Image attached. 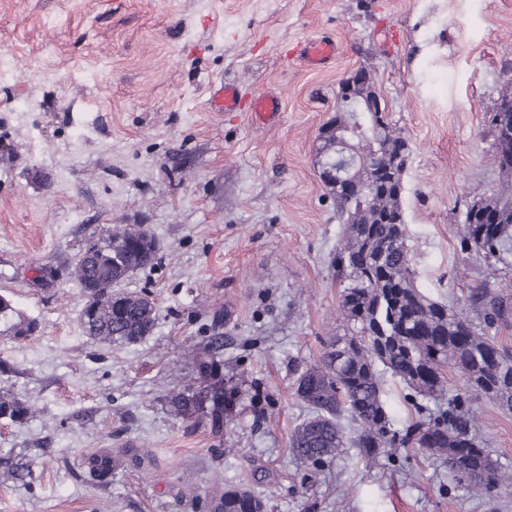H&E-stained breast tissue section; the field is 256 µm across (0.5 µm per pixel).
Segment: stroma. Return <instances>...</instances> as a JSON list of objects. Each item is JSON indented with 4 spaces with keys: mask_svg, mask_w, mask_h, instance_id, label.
Instances as JSON below:
<instances>
[{
    "mask_svg": "<svg viewBox=\"0 0 512 512\" xmlns=\"http://www.w3.org/2000/svg\"><path fill=\"white\" fill-rule=\"evenodd\" d=\"M329 38L309 70L289 52ZM369 71L411 159L403 208L419 288L462 301L500 263L457 249L467 203L497 193L489 116L512 88V0H0V295L37 328L0 334V395L36 416L0 419V512H206L216 487L263 480L267 512H512V487L469 493L415 448L369 463L347 448L317 468L295 461L308 409L300 369L342 331L330 266L339 241L318 151L339 88ZM264 90L282 110L212 112L211 86ZM143 224L154 267L124 290L151 293L152 334L105 346L80 323L86 295L67 273L90 232ZM224 326V384L258 388L238 423L171 414L168 388ZM478 435L512 468V414L479 404ZM154 450L100 487L81 472L105 448ZM297 51L307 67L320 68L336 58L338 47L333 40L315 38L302 42Z\"/></svg>",
    "mask_w": 512,
    "mask_h": 512,
    "instance_id": "1",
    "label": "stroma"
}]
</instances>
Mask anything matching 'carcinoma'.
I'll return each instance as SVG.
<instances>
[{
	"instance_id": "cac0c4a2",
	"label": "carcinoma",
	"mask_w": 512,
	"mask_h": 512,
	"mask_svg": "<svg viewBox=\"0 0 512 512\" xmlns=\"http://www.w3.org/2000/svg\"><path fill=\"white\" fill-rule=\"evenodd\" d=\"M498 167L512 159V112L490 115ZM354 176L373 174L382 190L367 203L347 196L325 182L336 201L343 225L342 242L333 265L341 288L344 335L331 339L319 360L301 370L296 395L308 416L292 431L288 447L305 465L330 463L351 444L371 461L393 458L402 448H417L448 463L451 478L472 493L490 494L512 482V471L500 465L478 440L475 405L486 400L512 413V350L497 339L512 322V285L488 283L470 291L465 304L448 305L428 297L417 285L401 197L410 156L407 139L388 117L356 131ZM498 213V224L461 220L462 253L493 258L512 269V188L465 205ZM158 247L143 224H126L92 232L73 258L70 275L84 287L87 301L81 315L84 332L106 344H134L149 336L158 320L154 299L143 292L112 288L152 265ZM0 324L16 338H25L35 323L20 319L9 300L0 297ZM224 336L213 324L207 352L196 360L199 378L210 394L173 389L168 404L185 421L204 417L219 434L234 425L233 391L224 389L221 353ZM455 370L459 383L448 387L445 371ZM399 379L421 397L414 403L417 420L401 432L387 412L381 376ZM34 413L26 399L0 396V419L22 423ZM356 426L346 442L340 419ZM122 458L98 450L85 457L89 479L112 481V468ZM208 512H266L263 493L228 488L210 497Z\"/></svg>"
}]
</instances>
